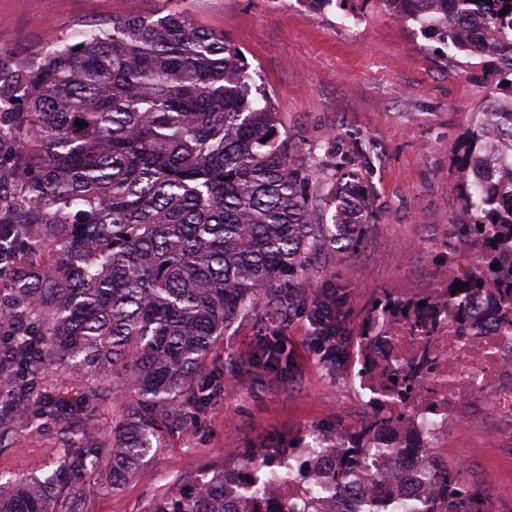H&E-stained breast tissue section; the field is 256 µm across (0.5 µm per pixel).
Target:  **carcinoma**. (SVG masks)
Listing matches in <instances>:
<instances>
[{
	"mask_svg": "<svg viewBox=\"0 0 512 512\" xmlns=\"http://www.w3.org/2000/svg\"><path fill=\"white\" fill-rule=\"evenodd\" d=\"M305 2L357 22L369 0ZM382 2L495 76L453 154L466 221L435 258L448 280L434 299L384 293L359 326L356 376L371 407L360 428L235 450L239 463L187 477L146 512H488L460 471L430 463L439 409L413 402L431 337L478 335L474 305L512 342V0ZM50 44L0 68V225L37 226L3 241L15 267L0 287V366L23 376L0 385V429L34 432L48 415L80 445L94 402L112 397L117 415L112 444L86 445L64 491L8 480L0 512H77L106 458L112 485L130 476L177 427L185 396L219 388L204 363L236 322L278 326L307 305L318 325L339 316L340 297L312 299L303 279L354 252L369 217L343 154L293 156L244 55L187 12L115 16ZM473 245L469 261L461 250ZM457 282L466 288L454 293ZM396 325L416 345L411 359L392 343ZM285 365L274 333L239 370L277 378ZM72 367L106 370L112 389L87 387L80 410L55 399L47 374ZM407 449L424 463L404 478Z\"/></svg>",
	"mask_w": 512,
	"mask_h": 512,
	"instance_id": "cac0c4a2",
	"label": "carcinoma"
}]
</instances>
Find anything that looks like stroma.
I'll list each match as a JSON object with an SVG mask.
<instances>
[{"label":"stroma","instance_id":"obj_1","mask_svg":"<svg viewBox=\"0 0 512 512\" xmlns=\"http://www.w3.org/2000/svg\"><path fill=\"white\" fill-rule=\"evenodd\" d=\"M169 0H0V64L40 55L52 36L71 34L113 16L167 13ZM199 27L245 54L265 89L278 131L296 156L334 145L372 202L368 233L356 252L311 271L303 285L314 298L343 301L335 364L315 353L306 312L284 330L292 369L278 379L239 376L234 356L253 352L270 325L237 323L206 363L220 388L203 403L186 400L192 418L144 460L120 488L109 480L81 512H145L189 475L222 467L232 448H261L314 430L351 431L369 418V393L355 376L356 330L383 291L412 295L438 284L431 255L461 215L450 160L484 101L489 83L426 39L417 24L395 19L369 0L360 21L336 6L306 0H179ZM77 453L55 420L40 433L0 439V474L45 481L68 475ZM437 454L482 491L490 512H512V415L484 399L461 408Z\"/></svg>","mask_w":512,"mask_h":512}]
</instances>
